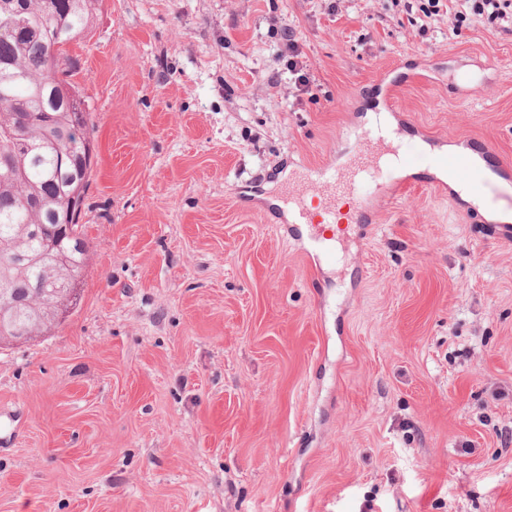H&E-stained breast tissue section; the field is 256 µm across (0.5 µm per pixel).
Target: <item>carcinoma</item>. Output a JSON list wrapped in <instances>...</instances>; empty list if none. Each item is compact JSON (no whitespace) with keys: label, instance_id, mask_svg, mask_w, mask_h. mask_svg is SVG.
<instances>
[{"label":"carcinoma","instance_id":"obj_1","mask_svg":"<svg viewBox=\"0 0 512 512\" xmlns=\"http://www.w3.org/2000/svg\"><path fill=\"white\" fill-rule=\"evenodd\" d=\"M94 0H0V308L6 327L39 336L57 317L47 281L67 295L88 261L79 230L93 161L88 105L75 86L48 82L52 54L73 73L67 46L89 26ZM68 259L59 267L57 252Z\"/></svg>","mask_w":512,"mask_h":512}]
</instances>
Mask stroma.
<instances>
[{"label":"stroma","mask_w":512,"mask_h":512,"mask_svg":"<svg viewBox=\"0 0 512 512\" xmlns=\"http://www.w3.org/2000/svg\"><path fill=\"white\" fill-rule=\"evenodd\" d=\"M425 2L96 0L91 257L0 348V512H512V223L424 151L512 165V24ZM390 89L413 163L326 259L288 197ZM434 172L438 178L447 181L451 188L458 191L463 197L470 198L475 205H478L487 220L504 224L512 222V210L507 208L503 202L496 208H487L480 203L479 198L471 197L466 183L457 174L448 173V169L435 170Z\"/></svg>","instance_id":"35a3bbf8"}]
</instances>
